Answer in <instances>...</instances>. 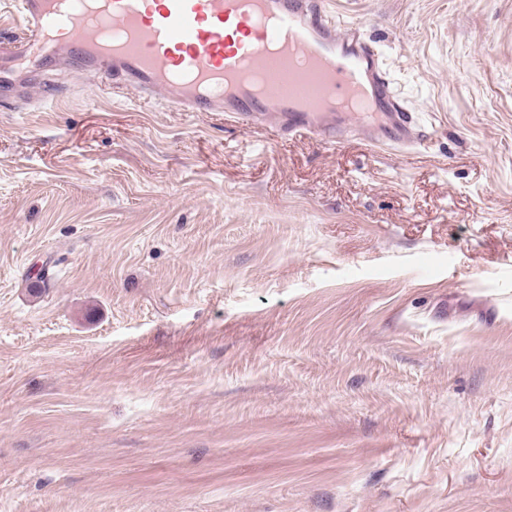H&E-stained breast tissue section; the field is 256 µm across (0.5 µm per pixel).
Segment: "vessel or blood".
<instances>
[{
    "label": "vessel or blood",
    "mask_w": 512,
    "mask_h": 512,
    "mask_svg": "<svg viewBox=\"0 0 512 512\" xmlns=\"http://www.w3.org/2000/svg\"><path fill=\"white\" fill-rule=\"evenodd\" d=\"M22 37L0 39V99L62 69L119 79L177 112L336 145L418 148L375 44L338 29L332 0H7Z\"/></svg>",
    "instance_id": "1"
}]
</instances>
